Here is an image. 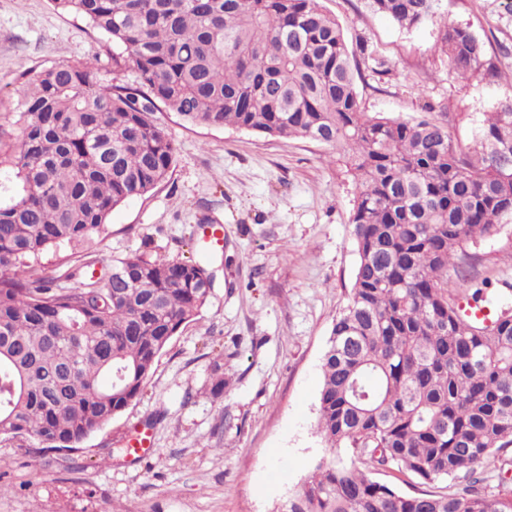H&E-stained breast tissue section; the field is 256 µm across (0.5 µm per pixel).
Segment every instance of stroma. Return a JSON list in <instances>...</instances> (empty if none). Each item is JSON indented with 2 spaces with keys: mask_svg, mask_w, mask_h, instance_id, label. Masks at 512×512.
<instances>
[{
  "mask_svg": "<svg viewBox=\"0 0 512 512\" xmlns=\"http://www.w3.org/2000/svg\"><path fill=\"white\" fill-rule=\"evenodd\" d=\"M348 41L366 39L390 63L362 70L365 112L447 125L475 145L485 113L512 101V0H439L437 13L489 42L499 72L464 80L437 40L438 23L400 29L364 0H322ZM113 46L81 17L50 0H0V118L15 111L17 79L30 67L97 58L104 81L138 86L134 70H112ZM150 117L175 146L168 178L112 210L96 255L210 260L207 304L158 358L140 395L69 453L36 456L28 440L0 437V512H288L320 465L358 466L348 448H326L316 428L321 364L332 320L357 264L351 237L353 177L342 152L185 121L160 102ZM224 227V244L202 249V228ZM474 289L512 306V217L458 248ZM224 358V394L205 395L210 365ZM150 432L143 459L125 450Z\"/></svg>",
  "mask_w": 512,
  "mask_h": 512,
  "instance_id": "stroma-1",
  "label": "stroma"
}]
</instances>
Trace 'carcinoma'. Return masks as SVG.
Instances as JSON below:
<instances>
[{
	"instance_id": "carcinoma-1",
	"label": "carcinoma",
	"mask_w": 512,
	"mask_h": 512,
	"mask_svg": "<svg viewBox=\"0 0 512 512\" xmlns=\"http://www.w3.org/2000/svg\"><path fill=\"white\" fill-rule=\"evenodd\" d=\"M121 48L168 110L332 146L355 183L358 260L322 359L317 429L374 469L424 484L459 475L461 492L406 495L342 465L316 468L288 512H512V496L475 489L489 456L512 444V308L465 318L448 299L456 247L512 217V102L462 148L448 127L371 116L360 62L390 64L369 41L348 46L320 0H51ZM411 29L438 0H366ZM448 63L462 79L494 76L485 41L443 20ZM16 132L0 126V167L14 195L0 204V436L42 452L77 448L136 399L180 327L206 304L204 262L133 253L97 274L74 261L65 287L38 269L51 248H90L112 209L163 182L175 148L139 103L104 83L93 59L24 70ZM209 394H224V363Z\"/></svg>"
}]
</instances>
